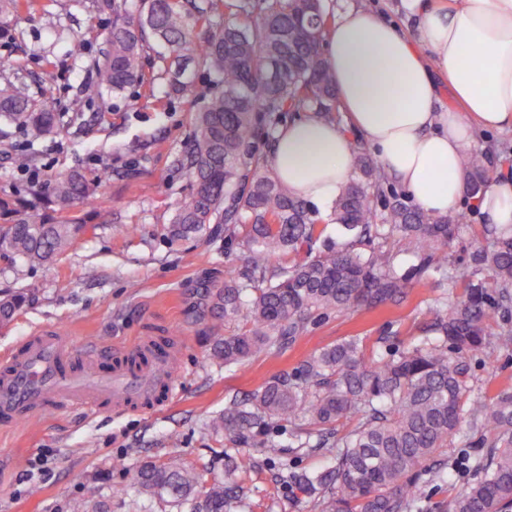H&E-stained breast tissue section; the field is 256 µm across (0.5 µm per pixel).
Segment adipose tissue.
<instances>
[{
  "instance_id": "obj_1",
  "label": "adipose tissue",
  "mask_w": 512,
  "mask_h": 512,
  "mask_svg": "<svg viewBox=\"0 0 512 512\" xmlns=\"http://www.w3.org/2000/svg\"><path fill=\"white\" fill-rule=\"evenodd\" d=\"M418 24L400 30L347 8L321 51L336 79L346 125L307 114L281 126L269 164L289 192L328 210L353 173L354 137L413 203L445 215L464 200L463 157L481 131H512V0H404ZM453 103L439 107L435 74ZM488 223L512 235V172L480 202Z\"/></svg>"
}]
</instances>
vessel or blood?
<instances>
[{"instance_id":"b4317fda","label":"vessel or blood","mask_w":512,"mask_h":512,"mask_svg":"<svg viewBox=\"0 0 512 512\" xmlns=\"http://www.w3.org/2000/svg\"><path fill=\"white\" fill-rule=\"evenodd\" d=\"M176 363L175 348L155 337L115 354L44 330L0 354V424L13 426L64 406L90 414L158 406L175 390Z\"/></svg>"}]
</instances>
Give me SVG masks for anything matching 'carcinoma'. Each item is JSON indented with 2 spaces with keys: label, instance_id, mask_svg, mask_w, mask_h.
Instances as JSON below:
<instances>
[{
  "label": "carcinoma",
  "instance_id": "1",
  "mask_svg": "<svg viewBox=\"0 0 512 512\" xmlns=\"http://www.w3.org/2000/svg\"><path fill=\"white\" fill-rule=\"evenodd\" d=\"M28 0H0V32ZM112 17L108 49L88 66L101 108L108 97L134 84L153 87L141 61L152 52L163 63L166 94L193 97L189 64L206 68L221 91L195 118L189 149L178 166L192 178L168 228L180 241L224 237L245 251L249 283L234 279L209 292L212 310L224 322L249 317L252 329L216 336L210 356L231 368L260 353H279L304 333L318 311L338 313L396 302L407 294L408 277L437 274L448 288H464L457 301L437 308L423 335L390 356L351 336L301 361L291 372L267 380L249 397L224 401L213 419L245 448L268 461H283L284 445L269 436L286 423L291 447L330 455L324 471H301L295 484L318 512H412L422 496V475L435 481L473 466L481 477L451 501L450 512H512V392L486 400L474 384L472 358L489 343L512 346V323L488 333L492 313L512 311V236L482 225L470 261L448 262V248L462 229L456 213L435 216L400 193L385 196V172L360 144L354 170L322 216L288 193L266 156L252 145L259 113L311 111L340 122L334 73L320 46L334 20L323 0H96ZM73 59L85 57L80 37L63 38ZM0 118L18 124L28 140L60 131L61 117L29 96L24 86L0 77ZM486 155L464 159L467 195L480 198L490 177ZM101 180L80 169L33 183L0 198V252L30 264H49L90 225L71 216L98 196ZM336 224L338 241L323 237L320 224ZM399 235L415 243L411 274L385 243ZM368 249L363 250L361 246ZM27 297L0 295V325L10 324ZM478 435V458H456L434 469L426 462L464 421ZM254 456H229L224 478L207 465L178 457L148 461L138 472L141 494L192 512H235L247 498Z\"/></svg>",
  "mask_w": 512,
  "mask_h": 512
}]
</instances>
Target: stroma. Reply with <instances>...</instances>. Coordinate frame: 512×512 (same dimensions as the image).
<instances>
[{
  "mask_svg": "<svg viewBox=\"0 0 512 512\" xmlns=\"http://www.w3.org/2000/svg\"><path fill=\"white\" fill-rule=\"evenodd\" d=\"M51 0L11 16L10 37L0 38V73L23 84L28 94L62 116L60 135L28 143L13 123L0 119V196L24 191L32 176L46 181L70 169L101 176L97 199L78 214L90 225L70 249L47 266L32 267L0 254V291H21L29 301L14 322L0 327V351L39 327L76 338L93 336L119 346L145 336L177 335L179 395L146 410L133 408L90 417L61 410L0 427V512H177L140 495L137 472L147 461L179 455L208 463L224 475L225 454L239 448L213 432L211 419L231 396H246L271 377L292 369L315 351L350 336L386 337L395 342L420 335L431 312L455 296L436 279L413 280L404 299L343 314H313L303 335L285 351L261 354L227 370L209 354L208 337L250 329L246 318L227 324L209 308L207 292L225 279H244L243 249L224 237L171 242L169 218L181 195L192 188L176 165L187 150L196 111L215 93L210 75L196 73L197 94L189 99L140 97L139 87L112 98L100 112L91 94L86 59L102 56L108 15L91 0H74L58 17ZM88 39L85 60L66 58L53 46L55 27ZM86 97L83 112H69L74 95ZM31 155V171L16 167L17 154ZM95 277H87V270ZM479 386L489 394L512 391V348L492 347L472 360ZM122 459L124 470L111 463ZM273 465L250 472V512H317L303 493L276 488Z\"/></svg>",
  "mask_w": 512,
  "mask_h": 512,
  "instance_id": "1",
  "label": "stroma"
}]
</instances>
